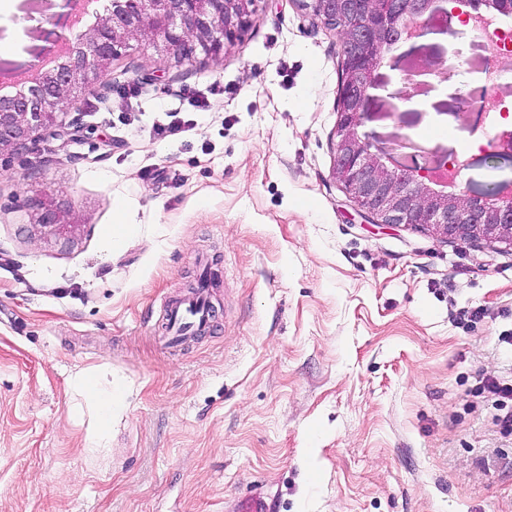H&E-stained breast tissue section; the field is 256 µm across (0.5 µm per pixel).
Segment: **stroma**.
<instances>
[{"label":"stroma","instance_id":"stroma-1","mask_svg":"<svg viewBox=\"0 0 512 512\" xmlns=\"http://www.w3.org/2000/svg\"><path fill=\"white\" fill-rule=\"evenodd\" d=\"M446 7L389 52L359 133L465 160L476 195L512 154L458 116L482 49L467 0ZM82 10L5 0L0 82L82 42ZM340 53L294 0H257L223 58L126 49L59 135L0 157V512H512V429L481 387L512 381V253L362 221L332 177ZM419 65L435 75L408 82ZM186 91L210 108L156 135ZM49 197L75 234L33 227ZM203 274L213 326L171 346L165 304ZM80 373L122 397L97 448Z\"/></svg>","mask_w":512,"mask_h":512}]
</instances>
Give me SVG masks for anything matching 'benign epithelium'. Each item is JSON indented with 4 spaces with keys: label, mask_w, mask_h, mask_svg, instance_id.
Returning <instances> with one entry per match:
<instances>
[{
    "label": "benign epithelium",
    "mask_w": 512,
    "mask_h": 512,
    "mask_svg": "<svg viewBox=\"0 0 512 512\" xmlns=\"http://www.w3.org/2000/svg\"><path fill=\"white\" fill-rule=\"evenodd\" d=\"M256 0H112L84 52L63 46L59 54L19 80L21 88L0 98V156L17 154L54 133L58 116L83 88L101 83L112 60L136 41L153 49L156 61L183 63L202 55L219 59L249 26ZM315 20L337 32L341 78L336 105L332 177L354 209L370 224L412 227L442 242L469 239L500 244L512 251V185H497L469 196L458 182L442 184L438 175L458 160L431 166L402 165L363 139L365 115L376 71L386 60L389 34L398 39L424 35L429 25L447 20L440 0H299ZM485 12L467 14L477 25L512 12V0H483ZM35 223L60 235L78 228L63 203H34Z\"/></svg>",
    "instance_id": "benign-epithelium-1"
}]
</instances>
